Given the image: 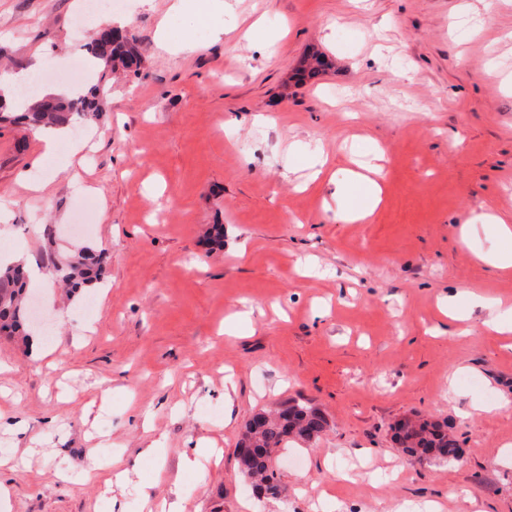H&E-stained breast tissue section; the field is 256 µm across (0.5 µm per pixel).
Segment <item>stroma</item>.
I'll list each match as a JSON object with an SVG mask.
<instances>
[{
	"label": "stroma",
	"instance_id": "1",
	"mask_svg": "<svg viewBox=\"0 0 512 512\" xmlns=\"http://www.w3.org/2000/svg\"><path fill=\"white\" fill-rule=\"evenodd\" d=\"M185 2L134 0L78 40L82 0H0V72L69 87L112 24L142 55L98 119L72 121L87 146L68 169L0 123V252L108 256L90 294L36 289L49 354L0 337L11 512H147L175 489L182 512H512V350L483 307L440 312L459 288L512 305V271L476 258L491 230L456 243L475 216L512 215V0ZM314 55L325 67L298 82ZM378 148L380 203L337 219L328 172ZM291 399L329 427L279 454L286 495L260 499L236 445ZM414 415L447 424L460 460H408L391 427ZM155 441L164 457L140 458Z\"/></svg>",
	"mask_w": 512,
	"mask_h": 512
}]
</instances>
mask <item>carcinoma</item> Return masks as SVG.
I'll list each match as a JSON object with an SVG mask.
<instances>
[{"instance_id": "cac0c4a2", "label": "carcinoma", "mask_w": 512, "mask_h": 512, "mask_svg": "<svg viewBox=\"0 0 512 512\" xmlns=\"http://www.w3.org/2000/svg\"><path fill=\"white\" fill-rule=\"evenodd\" d=\"M91 56L103 65L100 79L119 71L140 66L141 60L131 36L108 35L98 32L88 46ZM101 112L100 85L72 99L59 98L54 104L35 101L23 112H1L0 121L25 123L32 128L59 126L70 123L78 113L91 120ZM69 262L58 281L78 293L101 281L104 252L83 247L67 255ZM28 278L23 264L0 267V336H21L25 339L33 330L27 316ZM329 426L326 416L317 407L305 402L283 404L273 411L260 410L248 420L237 446L247 451L237 454L240 471L254 482L256 495L278 498L281 480L269 474L272 456L288 447L292 439L304 443L318 440ZM394 438L403 452L418 461L442 460L452 462L459 456L456 439L448 433V425L418 419L411 423L398 422Z\"/></svg>"}]
</instances>
